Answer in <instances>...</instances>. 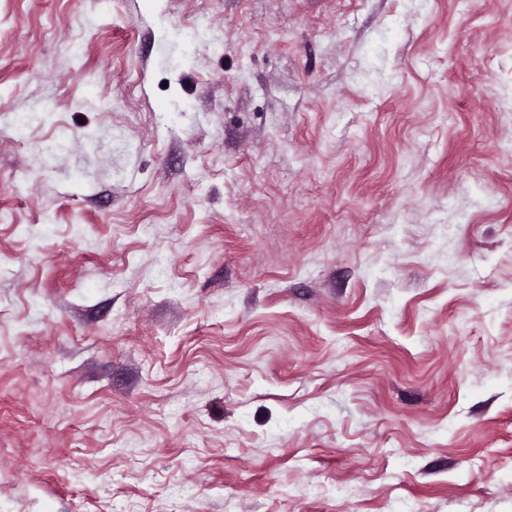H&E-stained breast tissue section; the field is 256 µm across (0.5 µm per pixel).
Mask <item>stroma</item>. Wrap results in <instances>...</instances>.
I'll use <instances>...</instances> for the list:
<instances>
[{"instance_id": "35a3bbf8", "label": "stroma", "mask_w": 512, "mask_h": 512, "mask_svg": "<svg viewBox=\"0 0 512 512\" xmlns=\"http://www.w3.org/2000/svg\"><path fill=\"white\" fill-rule=\"evenodd\" d=\"M0 512H512V0H0Z\"/></svg>"}]
</instances>
